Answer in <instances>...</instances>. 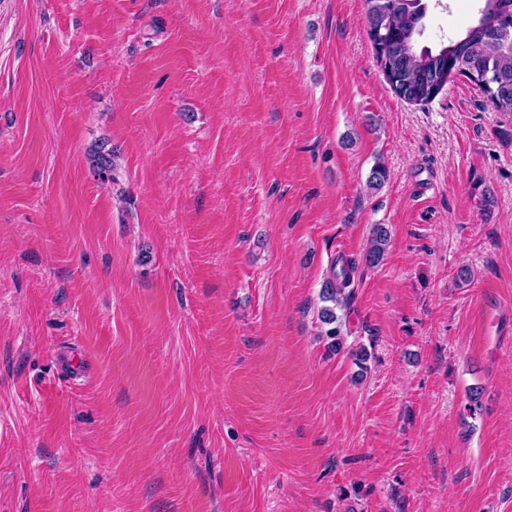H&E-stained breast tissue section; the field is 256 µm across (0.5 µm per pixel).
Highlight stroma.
<instances>
[{
  "label": "stroma",
  "instance_id": "35a3bbf8",
  "mask_svg": "<svg viewBox=\"0 0 512 512\" xmlns=\"http://www.w3.org/2000/svg\"><path fill=\"white\" fill-rule=\"evenodd\" d=\"M364 15L0 0V512H512V116L398 98ZM93 168L96 175L103 181L113 180V172L116 168L115 154L112 148H106L102 144L93 153ZM389 238V230L385 225L378 224L374 227L367 253V259L371 263H379L383 260ZM350 286V274L346 268L339 272L332 273L322 289L321 299L324 303L331 305L323 306L320 309V321L330 327L325 331L327 347L330 351L340 352L344 348L345 336L341 331L342 323L336 314V309H346L352 300V292L347 290Z\"/></svg>",
  "mask_w": 512,
  "mask_h": 512
}]
</instances>
